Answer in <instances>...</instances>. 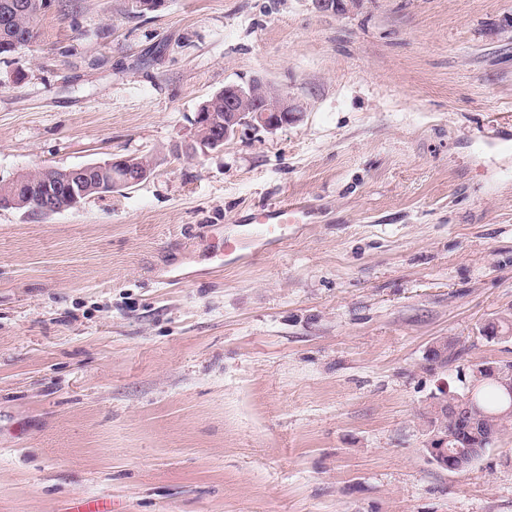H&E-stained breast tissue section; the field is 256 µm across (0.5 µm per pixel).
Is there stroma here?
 <instances>
[{
  "instance_id": "obj_1",
  "label": "stroma",
  "mask_w": 512,
  "mask_h": 512,
  "mask_svg": "<svg viewBox=\"0 0 512 512\" xmlns=\"http://www.w3.org/2000/svg\"><path fill=\"white\" fill-rule=\"evenodd\" d=\"M126 4L53 0L0 59V180L153 163L0 210V512H512V435L450 473L418 420L512 360L478 333L512 312V0ZM256 77L299 119L186 156ZM283 201L310 214L277 249L208 260ZM122 163L121 160H110L104 163H94L77 168L60 169L46 167L38 170L44 179L41 188L43 199L45 201L53 200L55 210L60 213L65 212L75 206H79L83 201L98 196H106L112 193V165ZM89 173H95L96 176L91 178ZM57 179H64L66 188L65 197H57L60 195V185L55 183ZM95 192L94 194H91ZM62 198L69 202L64 208H58L57 201ZM67 209V210H66ZM462 350L457 342L453 338H448V343L444 344L443 349H436L429 347L425 356V361L428 364V369H434V366L438 365H449L461 358Z\"/></svg>"
}]
</instances>
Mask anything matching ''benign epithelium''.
Here are the masks:
<instances>
[{
  "label": "benign epithelium",
  "mask_w": 512,
  "mask_h": 512,
  "mask_svg": "<svg viewBox=\"0 0 512 512\" xmlns=\"http://www.w3.org/2000/svg\"><path fill=\"white\" fill-rule=\"evenodd\" d=\"M317 10L321 12L351 11L361 5L363 0H313ZM262 79L250 82L247 86L227 85L224 87V133L214 130L207 134L202 129L208 127L207 117L210 113L198 111L195 117V126L198 129L195 142L189 145L191 149H198L206 154L211 150H221L224 142L234 136L240 127L247 125L255 130L263 129L273 133L278 129L298 120V107L286 94H277L273 98H263L259 95L258 87L263 85ZM117 160L104 163H94L77 168L60 169L46 167L39 170L44 179L42 186L43 199L58 201L60 186L56 180H64L66 188L65 199L68 207L59 208L64 212L68 208L77 207L81 202L93 196H106L112 193V183L123 184L127 187L138 184L146 179L152 172V163L139 161L128 168L127 174L120 179H112V165ZM28 182V179L14 177L9 181L0 183V208H17L22 206L19 199V188ZM438 402V411L452 417L464 414L471 416L478 412V408L470 401L464 399L448 404L445 395L435 396ZM448 437L433 431L423 441V453L427 461L437 468L451 467L460 473L470 467L474 459L470 456L451 452L447 448Z\"/></svg>",
  "instance_id": "1"
}]
</instances>
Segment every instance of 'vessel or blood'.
<instances>
[{"label": "vessel or blood", "mask_w": 512, "mask_h": 512, "mask_svg": "<svg viewBox=\"0 0 512 512\" xmlns=\"http://www.w3.org/2000/svg\"><path fill=\"white\" fill-rule=\"evenodd\" d=\"M306 215L305 208L294 204L275 205L269 214L262 217L260 227L250 226L225 237V257L237 259L244 256L246 250L279 244L287 237L289 226L301 223Z\"/></svg>", "instance_id": "obj_1"}]
</instances>
